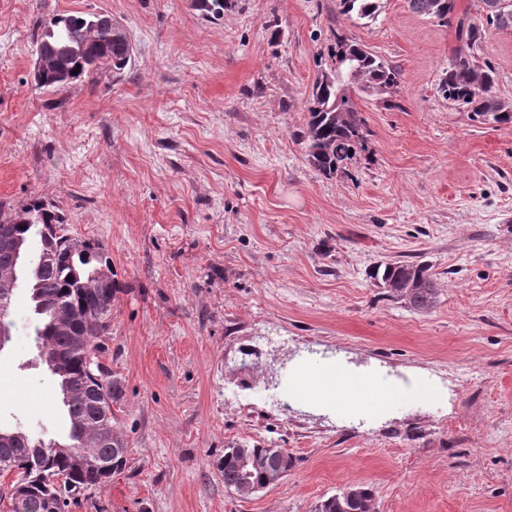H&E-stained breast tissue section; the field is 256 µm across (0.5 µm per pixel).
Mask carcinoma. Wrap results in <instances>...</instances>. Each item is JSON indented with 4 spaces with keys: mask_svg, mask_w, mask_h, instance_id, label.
<instances>
[{
    "mask_svg": "<svg viewBox=\"0 0 512 512\" xmlns=\"http://www.w3.org/2000/svg\"><path fill=\"white\" fill-rule=\"evenodd\" d=\"M407 2L412 12L442 25H451L455 0ZM483 4L485 15L481 23L457 33L464 46L455 50L438 89L444 99L471 112L475 121L511 124L512 106L492 94L495 71L489 65L472 63L470 57L481 43L485 26L512 28V0H483ZM340 7L341 13L350 19L372 20L379 2L340 0ZM92 19L91 12L55 14L39 23L35 47L48 42L62 46L67 27L88 25ZM334 57L336 78L327 81L322 74L313 82L304 132L308 162L324 176L336 174L352 159L349 150L362 148L367 141L365 120L346 94L345 87L354 85L363 92L383 89L389 93L400 84L396 68L347 37L336 36ZM101 58L107 63L94 68L88 66V60ZM130 61L125 44L110 39L108 33L102 31L81 54L66 58L62 67L47 73L38 86L55 88L104 70L119 73ZM62 224V216L38 200L8 214L0 211V237L18 238L25 244L33 238L39 240V252L29 258V265L33 284L38 286L43 301L51 309H77L87 316L69 334L56 333L45 317L43 326L36 329V336L42 348L67 358V369L54 377L60 393L77 394L73 400H63V407L82 422L85 440L96 443L97 459L83 463L77 459L78 446L60 453L38 444V437L34 435L11 432V437L0 442V469L15 472L16 479L0 485V512H68L85 492L108 482L127 462L128 451L114 447L113 441L99 435L96 395L102 388L104 376L91 365V359L101 353L98 339L110 327L112 298L118 288L109 285L90 291L71 279L68 239L52 233L53 227ZM47 251L54 255L49 262L44 260ZM374 277L390 297L403 301L415 311L427 312L437 303V288L424 265L391 263L382 269L376 268ZM405 277L416 280L419 288L409 294L399 293L393 284ZM217 466L224 475V488L237 492L248 481L255 486L283 481L294 468V460L282 448L236 443L224 449ZM315 512H376L374 494L364 485H346L320 501Z\"/></svg>",
    "mask_w": 512,
    "mask_h": 512,
    "instance_id": "cac0c4a2",
    "label": "carcinoma"
}]
</instances>
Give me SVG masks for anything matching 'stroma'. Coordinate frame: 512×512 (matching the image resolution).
<instances>
[{"instance_id": "35a3bbf8", "label": "stroma", "mask_w": 512, "mask_h": 512, "mask_svg": "<svg viewBox=\"0 0 512 512\" xmlns=\"http://www.w3.org/2000/svg\"><path fill=\"white\" fill-rule=\"evenodd\" d=\"M105 10L132 58L61 88L31 75L37 22ZM396 66L392 95L352 91L368 141L332 177L303 133L337 35ZM453 28L380 0H0V210L40 199L99 242L118 292L102 362L122 385L125 468L71 512H314L349 484L376 512H512V126L474 121L438 82ZM512 104V29L474 52ZM427 266V313L371 276ZM0 351V426L58 437L18 288ZM340 365L391 390L352 404L294 385ZM295 466L249 496L217 463L235 443ZM379 0H340L341 13L357 21L374 19Z\"/></svg>"}]
</instances>
